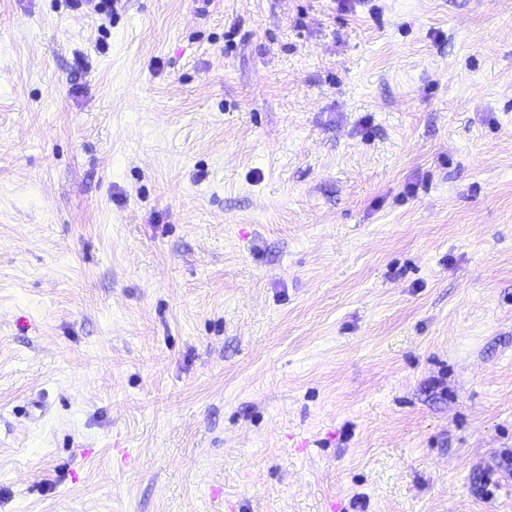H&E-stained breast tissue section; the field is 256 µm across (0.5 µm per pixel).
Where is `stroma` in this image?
Returning a JSON list of instances; mask_svg holds the SVG:
<instances>
[{"instance_id": "1", "label": "stroma", "mask_w": 512, "mask_h": 512, "mask_svg": "<svg viewBox=\"0 0 512 512\" xmlns=\"http://www.w3.org/2000/svg\"><path fill=\"white\" fill-rule=\"evenodd\" d=\"M0 0V512H512V0Z\"/></svg>"}]
</instances>
